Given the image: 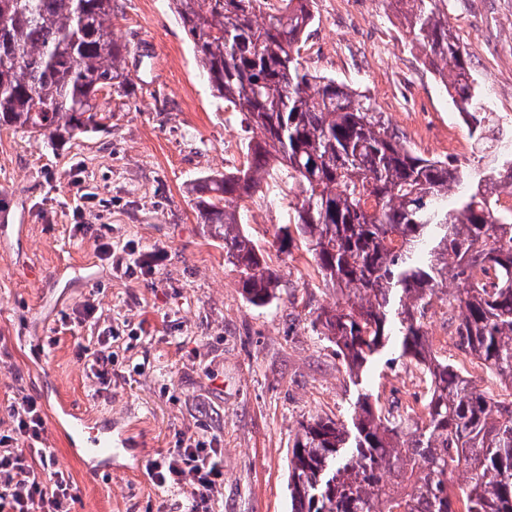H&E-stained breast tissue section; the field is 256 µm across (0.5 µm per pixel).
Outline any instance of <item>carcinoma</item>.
<instances>
[{
  "label": "carcinoma",
  "instance_id": "1",
  "mask_svg": "<svg viewBox=\"0 0 512 512\" xmlns=\"http://www.w3.org/2000/svg\"><path fill=\"white\" fill-rule=\"evenodd\" d=\"M114 0H0V126L60 148L107 119L99 94L131 84ZM198 68L257 136L241 169L190 188L200 223L224 242L249 303L270 304L278 277L240 223V202L282 168L296 187L292 225L336 302L319 334L356 374L393 345L421 365V414L363 398L347 420L301 424L289 462L292 512H512V399L475 386L434 349L426 323L448 307L453 347L512 392V153L477 175L416 154L365 92L309 70L301 56L312 0H172ZM438 73L477 145L494 127L488 97L448 25V0H390ZM460 193L450 199L448 188ZM467 474L465 484L454 474Z\"/></svg>",
  "mask_w": 512,
  "mask_h": 512
}]
</instances>
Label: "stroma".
<instances>
[{"instance_id": "stroma-1", "label": "stroma", "mask_w": 512, "mask_h": 512, "mask_svg": "<svg viewBox=\"0 0 512 512\" xmlns=\"http://www.w3.org/2000/svg\"><path fill=\"white\" fill-rule=\"evenodd\" d=\"M301 49L312 71L365 91L408 145L484 168L440 81L388 0H315ZM448 23L498 117L512 116V0H448ZM114 32L129 43L131 93L111 99L103 129L53 149L0 128V404L35 398L46 446L76 488L74 512H188L187 494L155 486L148 460L177 434L214 438L224 480L212 512H291L288 465L310 417L348 419L368 394L382 410L422 397L421 368L388 348L350 374L313 326L333 304L301 242L277 252L293 197L278 169L243 202V223L281 277L276 301L246 302L224 245L204 235L191 183L243 167L245 115L214 97L169 0H117ZM92 224L82 235L76 224ZM137 247L147 271L128 277L100 259V241ZM94 318L80 320L84 303ZM111 339L123 372L97 394L88 355ZM95 420L112 417L131 444L96 474L52 418L58 397Z\"/></svg>"}]
</instances>
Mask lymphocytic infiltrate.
Segmentation results:
<instances>
[{
  "mask_svg": "<svg viewBox=\"0 0 512 512\" xmlns=\"http://www.w3.org/2000/svg\"><path fill=\"white\" fill-rule=\"evenodd\" d=\"M4 409L10 426L0 431V512H73L78 499L68 473L46 448V420L38 401L14 398ZM217 440L177 439L171 452L147 464L153 484L188 493L191 512H208L224 476Z\"/></svg>",
  "mask_w": 512,
  "mask_h": 512,
  "instance_id": "lymphocytic-infiltrate-1",
  "label": "lymphocytic infiltrate"
}]
</instances>
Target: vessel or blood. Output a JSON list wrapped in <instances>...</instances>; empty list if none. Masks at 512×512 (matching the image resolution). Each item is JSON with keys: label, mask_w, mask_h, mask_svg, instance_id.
Masks as SVG:
<instances>
[{"label": "vessel or blood", "mask_w": 512, "mask_h": 512, "mask_svg": "<svg viewBox=\"0 0 512 512\" xmlns=\"http://www.w3.org/2000/svg\"><path fill=\"white\" fill-rule=\"evenodd\" d=\"M57 428L70 438L73 452L84 462L90 473H97L101 461L119 455L128 445L123 429L112 421L89 425L87 419L73 412L66 401H59L55 416Z\"/></svg>", "instance_id": "1"}]
</instances>
